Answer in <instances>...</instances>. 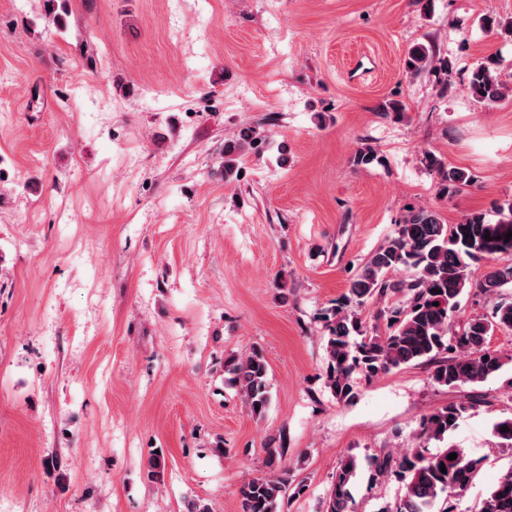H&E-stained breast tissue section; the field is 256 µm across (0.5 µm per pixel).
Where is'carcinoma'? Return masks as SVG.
<instances>
[{
    "label": "carcinoma",
    "instance_id": "1",
    "mask_svg": "<svg viewBox=\"0 0 512 512\" xmlns=\"http://www.w3.org/2000/svg\"><path fill=\"white\" fill-rule=\"evenodd\" d=\"M488 32L512 38V21L488 15L482 20ZM405 64L413 65L414 76L439 72L449 76L453 65L435 58L432 46L412 48ZM468 93L472 99L491 106L512 98V83L502 78L498 62L489 58L472 72ZM264 139L252 129L224 145V180L238 177L241 155L258 150ZM425 162L440 181V193L448 198L472 182L471 176L448 168L434 154ZM498 219L483 212L465 214L456 224L442 221L440 211L428 207L409 208L397 225L392 239L379 247L352 280L348 293L324 313L328 331L326 382L341 403L358 397V376L371 379L382 373L413 363L432 366L433 381L449 390L476 386L497 377L512 363L489 346L494 331H512V301H501L491 317L459 323L455 314L461 297L470 285L471 264L491 262L478 283L484 294H495L512 284V198L497 205ZM490 239H485L484 235ZM406 270V279L391 274ZM383 302L379 315L388 320L386 331L368 332L358 314L367 302ZM224 372L238 387L249 410L261 415L269 404L268 363L257 350L245 356L231 355L224 361ZM479 402L475 397L450 401L420 423L419 436L442 440L456 431L464 415ZM507 431H502V428ZM498 447L512 450V417L493 425ZM286 441L266 449L269 467L277 470L270 477L251 478L241 488V512H280V501L288 491L289 469L283 465ZM457 454L456 459L448 456ZM484 458L450 442L435 454L427 448H414L398 456L392 452L374 458L375 475H396L404 481L403 491L393 506L384 512H453L451 499L471 487ZM446 472H441L440 465ZM358 469L357 457L341 460L325 512H355L350 484ZM479 512H512V468L500 476L481 499Z\"/></svg>",
    "mask_w": 512,
    "mask_h": 512
}]
</instances>
